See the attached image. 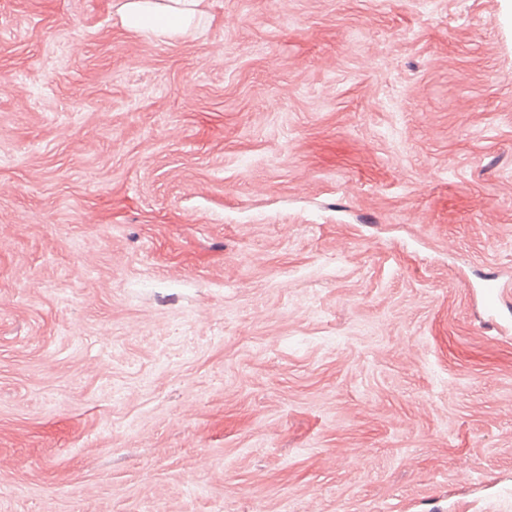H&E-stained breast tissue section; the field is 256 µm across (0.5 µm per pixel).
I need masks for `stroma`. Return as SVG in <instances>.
<instances>
[{
	"instance_id": "35a3bbf8",
	"label": "stroma",
	"mask_w": 512,
	"mask_h": 512,
	"mask_svg": "<svg viewBox=\"0 0 512 512\" xmlns=\"http://www.w3.org/2000/svg\"><path fill=\"white\" fill-rule=\"evenodd\" d=\"M0 0V512H512V0ZM203 0H121L118 12L127 28L157 38L187 31Z\"/></svg>"
}]
</instances>
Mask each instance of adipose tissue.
Segmentation results:
<instances>
[{
    "instance_id": "obj_1",
    "label": "adipose tissue",
    "mask_w": 512,
    "mask_h": 512,
    "mask_svg": "<svg viewBox=\"0 0 512 512\" xmlns=\"http://www.w3.org/2000/svg\"><path fill=\"white\" fill-rule=\"evenodd\" d=\"M202 0H120L118 12L127 28L157 38L187 31Z\"/></svg>"
}]
</instances>
